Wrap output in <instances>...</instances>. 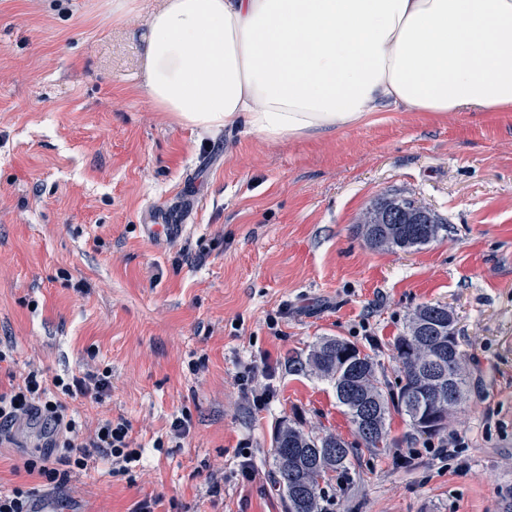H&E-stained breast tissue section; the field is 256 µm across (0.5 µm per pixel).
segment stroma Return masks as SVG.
I'll return each instance as SVG.
<instances>
[{
	"mask_svg": "<svg viewBox=\"0 0 512 512\" xmlns=\"http://www.w3.org/2000/svg\"><path fill=\"white\" fill-rule=\"evenodd\" d=\"M161 0H0V389L109 369L105 401L67 399L94 431L131 426L142 459L98 464L64 487L28 474L39 429L0 444V490L36 512H285L268 476L279 421L341 437L348 477L327 512H503L512 500V112L383 110L334 132L271 142L243 124L175 122L141 88L143 40ZM192 192L191 228L156 249V202ZM413 198L448 230L408 251L371 247L361 213ZM448 306L471 393L446 431L393 415L389 446L359 445L331 384L295 372L324 336L399 375L393 342L414 310ZM270 389L258 407L244 389ZM189 414L190 432L171 434ZM452 458L434 450L451 434ZM252 463L251 476L240 464Z\"/></svg>",
	"mask_w": 512,
	"mask_h": 512,
	"instance_id": "stroma-1",
	"label": "stroma"
}]
</instances>
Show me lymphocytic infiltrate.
I'll list each match as a JSON object with an SVG mask.
<instances>
[{
	"label": "lymphocytic infiltrate",
	"instance_id": "obj_1",
	"mask_svg": "<svg viewBox=\"0 0 512 512\" xmlns=\"http://www.w3.org/2000/svg\"><path fill=\"white\" fill-rule=\"evenodd\" d=\"M111 388L106 371L49 378L42 370L30 368L21 384L0 391V442L11 440L17 425L39 427L48 451L39 463H28L27 469L60 486L68 483L72 470L88 469L99 458L109 463L111 473H127L142 457L141 449L131 445L129 424L106 418L87 434L65 403L66 398L88 395L99 400Z\"/></svg>",
	"mask_w": 512,
	"mask_h": 512
}]
</instances>
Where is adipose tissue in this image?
<instances>
[{
	"label": "adipose tissue",
	"mask_w": 512,
	"mask_h": 512,
	"mask_svg": "<svg viewBox=\"0 0 512 512\" xmlns=\"http://www.w3.org/2000/svg\"><path fill=\"white\" fill-rule=\"evenodd\" d=\"M141 86L183 125L279 142L387 104L512 112V0H164Z\"/></svg>",
	"instance_id": "ef3b65f1"
}]
</instances>
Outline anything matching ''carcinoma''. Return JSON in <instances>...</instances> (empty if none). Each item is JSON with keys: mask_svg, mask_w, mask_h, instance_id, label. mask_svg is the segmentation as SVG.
Instances as JSON below:
<instances>
[{"mask_svg": "<svg viewBox=\"0 0 512 512\" xmlns=\"http://www.w3.org/2000/svg\"><path fill=\"white\" fill-rule=\"evenodd\" d=\"M415 200L391 195L376 204L380 210L395 213L392 224H360L359 233L374 248L408 250L436 240L445 224L435 214L424 220L426 232L413 233L407 211ZM438 303L419 306L412 314L407 330L394 341L393 358L399 365V383L392 385L377 376V363L367 354L349 365L345 354L358 350L350 341L339 336H324L313 346L305 361H297V370L311 373L333 383L338 404L349 414L362 444L379 454L388 447L387 420L391 412L408 418L419 434L433 435L445 429L418 426V412L438 411L444 423L466 398L469 377L464 369V354L456 336L454 316H449L441 330L420 339L421 325L432 321ZM448 346L447 375L442 381L425 375L423 367L430 355V345ZM367 405L373 410L371 431L364 430L358 421V410ZM349 444L342 438L326 434L313 436L286 420L280 422L273 439L271 480L278 488L285 512H326L321 484L332 474L342 477L349 470Z\"/></svg>", "mask_w": 512, "mask_h": 512, "instance_id": "1", "label": "carcinoma"}]
</instances>
